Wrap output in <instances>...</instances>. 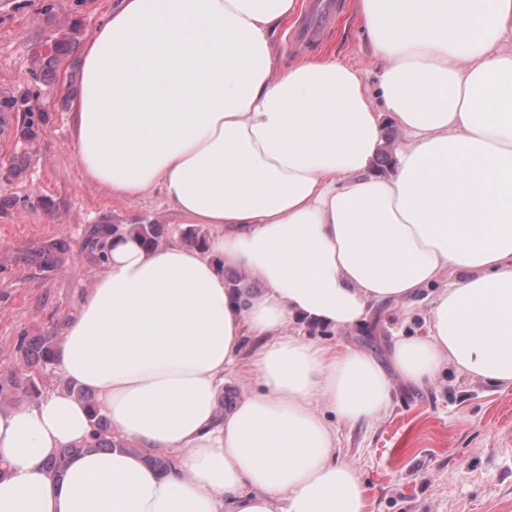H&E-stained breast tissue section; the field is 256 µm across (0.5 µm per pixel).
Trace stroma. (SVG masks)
<instances>
[{
	"label": "stroma",
	"mask_w": 512,
	"mask_h": 512,
	"mask_svg": "<svg viewBox=\"0 0 512 512\" xmlns=\"http://www.w3.org/2000/svg\"><path fill=\"white\" fill-rule=\"evenodd\" d=\"M114 0H0V90L30 92L44 116L28 141L0 137V373L13 370L19 337L60 333L96 277L101 250L84 245L98 224H160L164 244L177 243L185 219L158 193L137 201L109 195L85 180L71 139L69 75L34 77L33 55L71 33L81 56ZM340 20L322 47L292 49L291 23L273 35L279 69L325 56L366 68L377 66L354 0H340ZM24 155L16 176L12 156ZM54 240L68 244L57 263L31 260ZM426 303L376 305L363 325L349 330L298 323L294 335L359 350L388 364L394 335L427 333ZM342 457L354 463L369 489L367 512H512V388L442 371L430 384H395L388 408L375 420L336 425Z\"/></svg>",
	"instance_id": "stroma-1"
}]
</instances>
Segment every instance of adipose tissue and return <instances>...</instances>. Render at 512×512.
<instances>
[{
    "label": "adipose tissue",
    "mask_w": 512,
    "mask_h": 512,
    "mask_svg": "<svg viewBox=\"0 0 512 512\" xmlns=\"http://www.w3.org/2000/svg\"><path fill=\"white\" fill-rule=\"evenodd\" d=\"M302 7L117 0L93 31L70 105L84 177L161 193L212 234L204 252L112 239L55 366L135 448L56 477L46 461L88 437L85 405L58 390L0 412V512H366L337 422L447 366L512 387V0H356L372 92L331 57L279 70L269 36ZM229 269L255 287L233 291ZM443 274L427 335L395 336L389 366L286 331L360 326ZM242 363L256 387L220 410Z\"/></svg>",
    "instance_id": "adipose-tissue-1"
}]
</instances>
